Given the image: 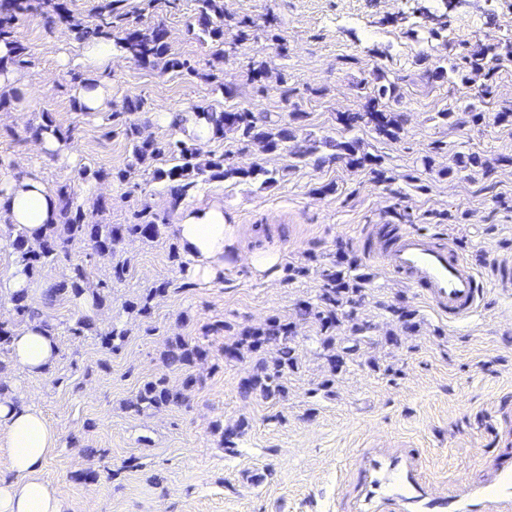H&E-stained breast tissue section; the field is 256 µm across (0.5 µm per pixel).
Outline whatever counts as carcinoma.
<instances>
[{
    "mask_svg": "<svg viewBox=\"0 0 512 512\" xmlns=\"http://www.w3.org/2000/svg\"><path fill=\"white\" fill-rule=\"evenodd\" d=\"M197 13L192 30L198 36L222 46V56L228 61L235 57L239 45L258 37V29L253 21L243 16L237 18L224 13V0H196ZM46 0H5V14L39 12ZM103 10L106 21L102 24L79 23L73 27L75 38L81 42L113 40L116 46L129 58L145 67L162 66L165 70H187L193 75L215 85L224 98L237 96V89L224 83L213 70L200 69L181 56L169 52L166 29L157 25L142 28L130 19L124 10L123 0H107ZM512 59V41L497 40L488 43L458 45L453 63L447 67L439 65L432 72L424 73L427 78H440L452 73L464 81L472 74L483 73L484 83L478 92L483 101L494 94L501 63ZM246 81L253 88L266 89L265 80L269 76L267 62L251 61L246 65ZM309 88L298 82H288L281 75L280 101L282 112L273 114L247 106L194 109L212 129V137L222 138L226 134L235 135L241 148L259 147L267 154H289L296 163L316 165H344L367 169L381 183L392 181L383 161L366 150L364 141L350 133L364 127H373L381 136L399 140L404 131L405 113L395 109L403 98L401 82L390 79L386 73L376 75L370 91L372 106L364 112H346L338 117L342 136L325 135L315 137L305 128V118L301 112L288 111V104L304 97ZM146 102L138 96L125 98L118 114L125 117L122 133L131 144V160L128 169L147 162L156 166L150 172V181L163 182L170 186L174 205L178 206L190 192L212 181L235 179L250 182L263 178L265 183L276 181V171L268 169H242L230 163L226 153L212 154L207 160H198L196 147L183 139L170 137L155 139L143 135L133 116L144 111ZM127 169L83 168L79 179L86 183H102L126 180ZM58 203L57 223L49 225L46 233L31 240L24 233H14V225L7 224L11 245L16 254V262L22 264L28 277L38 275L49 262H57L69 257L70 243L80 240L90 246L95 254L112 253L113 243L125 236L155 238L161 234L162 225L155 222L153 214L144 206L133 212L129 224H87L83 221L80 206L74 192L68 186L54 191ZM127 272V260L112 262L108 279L89 286V273L84 264L70 266L69 274L44 291L41 304L35 306L28 301V290L24 289L8 295L20 321H37L49 333H55L47 310L59 300L89 302L98 308L111 297L112 283L122 281ZM323 288L317 303H307L297 310L299 320L315 325L325 336V342L332 347L336 343V327L345 323L355 336L367 337L372 325L362 320L359 310L368 298L367 288L359 278L339 279L336 277V264L323 269ZM171 282H164L140 294L129 306L137 313L149 318L152 315V302L155 296L168 290ZM17 322L0 320V375L7 373L14 365L11 358V344L15 336ZM292 325L280 319H272L261 328H244L236 336L231 348V357L243 356V352L264 353L269 357L257 361L253 373L244 383V392L262 397L285 394L283 379L297 365L294 349L290 346ZM207 355L206 348L198 341L189 342L180 336L168 337L163 352L166 367L187 373L184 385L198 382L190 369ZM184 402L179 390L169 387L167 378L161 376L145 382L135 396L127 402V408L141 413L161 409Z\"/></svg>",
    "mask_w": 512,
    "mask_h": 512,
    "instance_id": "cac0c4a2",
    "label": "carcinoma"
}]
</instances>
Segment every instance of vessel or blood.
<instances>
[{
	"mask_svg": "<svg viewBox=\"0 0 512 512\" xmlns=\"http://www.w3.org/2000/svg\"><path fill=\"white\" fill-rule=\"evenodd\" d=\"M375 257L449 321L473 316L484 303L482 275L443 235L398 228ZM474 465L479 478L439 482L427 476L422 449L361 448L352 464L357 484L340 502L344 512H512V448L491 457L476 450Z\"/></svg>",
	"mask_w": 512,
	"mask_h": 512,
	"instance_id": "vessel-or-blood-1",
	"label": "vessel or blood"
}]
</instances>
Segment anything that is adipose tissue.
I'll return each instance as SVG.
<instances>
[{"mask_svg":"<svg viewBox=\"0 0 512 512\" xmlns=\"http://www.w3.org/2000/svg\"><path fill=\"white\" fill-rule=\"evenodd\" d=\"M0 214L35 238L56 223V198L38 174L12 177L0 182ZM174 233L188 261V277L203 281L223 277L224 256L235 244L223 208L186 213ZM12 356L29 374H45L58 357L56 338L38 324L24 325L16 331ZM0 429L6 434L13 473L12 479L0 480V512H62L60 500L41 477L46 458L57 446V430L35 406L11 399L0 401Z\"/></svg>","mask_w":512,"mask_h":512,"instance_id":"adipose-tissue-1","label":"adipose tissue"}]
</instances>
